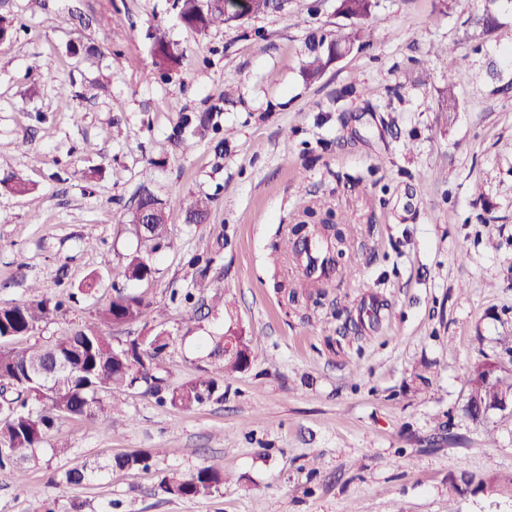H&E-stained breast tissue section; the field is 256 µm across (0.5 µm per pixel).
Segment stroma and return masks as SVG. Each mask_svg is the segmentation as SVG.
<instances>
[{
  "mask_svg": "<svg viewBox=\"0 0 512 512\" xmlns=\"http://www.w3.org/2000/svg\"><path fill=\"white\" fill-rule=\"evenodd\" d=\"M484 4L379 0L370 44L310 81L309 35L354 25L336 0L205 34L175 0H0L17 31L0 45V178L30 185L0 194V305L35 283L75 295L25 344L96 325L121 289L150 308L105 333L117 347L170 333L169 385L202 375L228 321L256 356L191 411L137 388L96 422L59 420L34 458L0 468V512H512V413H465L477 365L512 374L499 345L512 336V57L472 27ZM159 24L183 54L167 74ZM212 110L218 131L183 123ZM146 190L171 208L168 236L151 277L127 282ZM196 196L211 200L202 224L180 206ZM342 223L343 277L289 303L277 285L297 273L291 227ZM198 257L220 303L193 290ZM136 451L150 470L113 467ZM83 463L100 478L50 487ZM202 467L230 479L204 498L161 491ZM465 471L486 483L455 495Z\"/></svg>",
  "mask_w": 512,
  "mask_h": 512,
  "instance_id": "35a3bbf8",
  "label": "stroma"
}]
</instances>
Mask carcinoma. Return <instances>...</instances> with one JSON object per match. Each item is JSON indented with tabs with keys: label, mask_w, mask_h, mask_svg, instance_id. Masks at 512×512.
Instances as JSON below:
<instances>
[{
	"label": "carcinoma",
	"mask_w": 512,
	"mask_h": 512,
	"mask_svg": "<svg viewBox=\"0 0 512 512\" xmlns=\"http://www.w3.org/2000/svg\"><path fill=\"white\" fill-rule=\"evenodd\" d=\"M182 22L205 33L213 27L225 25L224 9L203 3L201 0H179ZM476 24L486 34H497L499 38L512 39V31L504 29L498 21L495 9L488 0ZM377 7V0H350L348 10L355 16L356 25L350 31L338 30L326 36L311 34L309 41L321 40L346 51L363 47L370 42L371 32L366 26ZM154 65L168 73L180 65L182 55L168 40L166 30L158 26L153 34ZM331 63L325 51L307 52L305 76L318 79ZM210 199L194 197L182 202L186 217L200 223L209 212ZM156 209L159 223L155 229V240L144 244V248L156 250L166 234L167 203L149 191L141 193L133 213L132 222L139 221V213ZM152 273V268L137 250L126 257L120 275L128 281L143 280ZM149 304L144 298L130 293L118 292L109 306L99 315L100 324L129 323L148 312ZM65 312V299L40 297L23 303L0 306V339L30 335L36 327L53 315ZM173 343V337L155 334L134 339L123 347L112 345L110 337L98 327L78 329L53 343L28 347L0 345V378L11 380L9 392H0V466L14 460H28L37 448L44 447L55 422L62 418H82L94 422L113 406L107 396L117 389L145 387V392L161 391L160 360ZM46 356L58 361V369L51 382L45 383L32 377V367ZM208 368L204 375L188 379L166 393V401L179 409L190 411L211 398H220L224 376L237 372V366L224 361V337L214 336L206 354ZM34 402L37 409L28 408ZM152 455L138 452L115 459V466L125 470H144L150 467ZM94 470L87 466H74L50 479V486H78L87 481ZM229 475L213 467H204L196 473L183 477L171 474L160 482L162 491L176 498H203L212 495Z\"/></svg>",
	"instance_id": "carcinoma-1"
}]
</instances>
